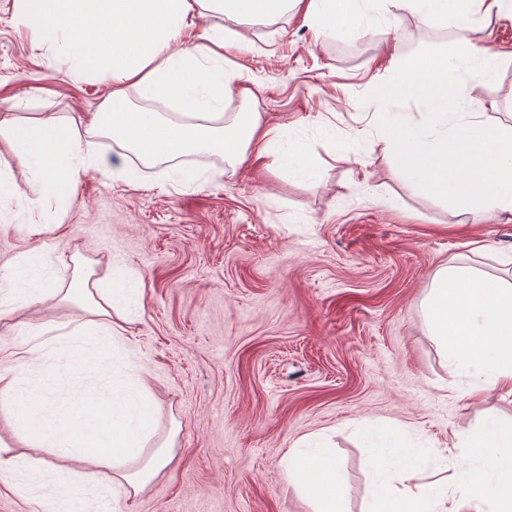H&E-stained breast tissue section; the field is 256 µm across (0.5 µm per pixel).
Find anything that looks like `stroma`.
Here are the masks:
<instances>
[{"instance_id": "35a3bbf8", "label": "stroma", "mask_w": 512, "mask_h": 512, "mask_svg": "<svg viewBox=\"0 0 512 512\" xmlns=\"http://www.w3.org/2000/svg\"><path fill=\"white\" fill-rule=\"evenodd\" d=\"M224 55L239 93L225 117L249 110L270 124L305 127L314 164L296 178L275 156L233 166L194 153L188 186L164 183L162 164L131 185L90 167L44 231L47 207L31 173L0 155V269L18 253L47 255L61 288L82 259L102 286L141 280V306L120 347L155 394L157 434L177 428L173 459L141 492L98 512H312L286 478L299 438L323 436L339 465V512H362L375 477L360 425L405 435L422 469L455 470L489 418L512 422V395L460 372L426 330L435 272L486 245L512 251V223L459 215L396 165L377 128V103H360L395 66L425 47L466 36L407 12L328 34L300 9L255 23L223 21ZM501 52L493 79L472 81L473 110L512 126V11L468 34ZM64 50L38 46L0 0V114L47 112L77 130L112 90L66 73ZM341 149L344 161L331 159ZM75 304L35 301L0 320V347L16 322L65 333L87 320Z\"/></svg>"}]
</instances>
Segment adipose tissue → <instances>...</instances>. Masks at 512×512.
Masks as SVG:
<instances>
[{"mask_svg":"<svg viewBox=\"0 0 512 512\" xmlns=\"http://www.w3.org/2000/svg\"><path fill=\"white\" fill-rule=\"evenodd\" d=\"M505 0H17L26 25L44 43L66 41L72 77L103 72L112 77V91L90 115L91 129H103L112 141L104 152L94 139L80 140L53 115H0V146L23 161L34 174L45 201L61 200L82 170L93 165L111 169L113 178L139 182L137 167L127 153L145 162L166 161L168 177H182L173 159L191 153L214 152L236 162L268 155L281 131L258 112H238L230 121L220 113L237 93V76L230 65L208 66L224 48L223 26H210L200 43L172 51L171 45L191 31L198 19L231 16L262 20L288 7L306 4L311 18L329 27L337 13L363 28L371 20L404 11L426 17L436 27L459 21L473 31L479 19ZM163 105L176 103L189 119L176 122L151 110H123L127 88ZM23 274L20 300L56 298L55 282L41 263L27 253L12 261ZM81 299L91 316L63 334L36 323L19 328L23 341L16 350L0 353V418L26 457L0 447V472L13 475L11 484L21 498L41 496L64 502V512H91V496L100 475L111 471V486L137 493L171 462L173 440L154 444L155 396L149 383L131 377L116 343L120 320L139 303V281L125 280L112 288L92 286L78 278L64 292ZM426 323L456 364L471 372L482 386L512 395V280L492 277L460 261L435 274L427 302ZM68 352L66 365L52 369L48 360ZM376 473L397 467L396 483L376 485L365 512H512V424L488 422L475 440L477 449L456 472L464 496L447 510L443 484L420 483L412 467L401 462L405 443L386 430H368ZM75 449L87 469L65 481L37 485L48 455L58 448ZM288 482L315 503L314 512H337L336 461L316 438L297 440L288 451Z\"/></svg>","mask_w":512,"mask_h":512,"instance_id":"obj_1","label":"adipose tissue"}]
</instances>
